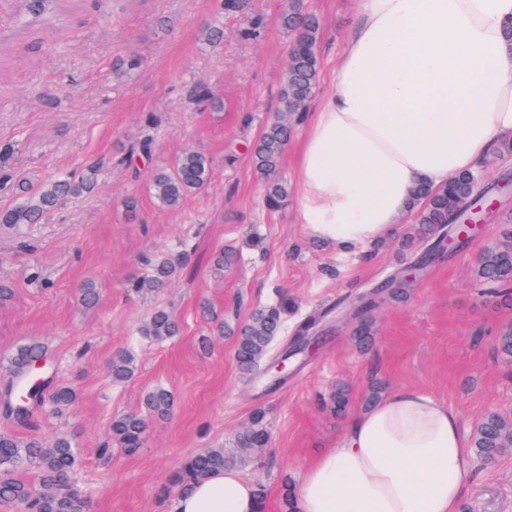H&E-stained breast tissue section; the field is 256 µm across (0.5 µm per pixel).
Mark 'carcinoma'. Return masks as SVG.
<instances>
[{
    "label": "carcinoma",
    "instance_id": "cac0c4a2",
    "mask_svg": "<svg viewBox=\"0 0 512 512\" xmlns=\"http://www.w3.org/2000/svg\"><path fill=\"white\" fill-rule=\"evenodd\" d=\"M226 14L245 16L239 29L244 41L262 38L266 22L252 13L250 0H220ZM282 29L293 35L279 97L280 116L265 125L252 147V164L262 182L264 204L278 210L288 202V182L278 177L284 148L294 128L302 121L304 112L319 83L317 42L319 22L298 0H288V8L278 18ZM211 161L194 149L184 150L168 168L156 170L151 178L153 196L164 206L177 207L191 193L203 189L211 177ZM99 168L89 165L79 176H64L51 180L36 190L17 185L19 201L0 210V230L18 229L37 224L43 215L63 202L89 194L96 186ZM474 174L458 173L448 183L436 189L419 187L414 191L412 211L416 224L414 240L422 244L410 264L431 261L427 254L435 251L439 239L448 235V223L455 215L477 220L483 216L481 203L473 198ZM149 274L132 281L128 291L147 294L163 289L177 275L181 266L178 255H154L144 260ZM481 281L497 288H512V246H492L484 250L478 266ZM379 304L370 301L357 318L354 341L359 345L370 342L373 336V315ZM284 305L281 303L255 309L236 331V360L239 369L248 375L263 365L270 355L272 344L282 328ZM177 318L165 309L155 311L141 334L155 342L168 341L180 333ZM48 354V345L33 338L21 344L6 359L4 384L0 386V418L17 426L30 427L43 417H61L74 402V389L56 380L43 389H33L25 381L30 364ZM137 370V358L130 349L115 353L111 362L112 381L122 383ZM143 404L149 414L168 416L172 399L163 387L148 391ZM148 423L139 413L119 414L112 418L109 440L103 453L118 446L134 453L144 444ZM512 441V418L496 412L487 413L477 428L472 448L478 457L494 459L505 441ZM269 432L263 415L257 413L235 437L237 452L224 447L207 448L184 460L175 473L172 486L178 493L210 474L227 468H239L255 462L267 448ZM78 453L73 438L58 435L46 444L35 438H24L11 429L0 432V506L18 508L22 512H89L90 500L79 488L77 480ZM34 466L37 482L21 477V471Z\"/></svg>",
    "mask_w": 512,
    "mask_h": 512
}]
</instances>
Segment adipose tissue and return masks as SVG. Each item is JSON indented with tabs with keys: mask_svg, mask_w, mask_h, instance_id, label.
<instances>
[{
	"mask_svg": "<svg viewBox=\"0 0 512 512\" xmlns=\"http://www.w3.org/2000/svg\"><path fill=\"white\" fill-rule=\"evenodd\" d=\"M334 92L309 113L296 183L300 222L343 248L389 234L417 185L474 171L512 137V0H362ZM472 451L448 405L415 387L352 414L309 463L299 512H457ZM229 469L174 512H260Z\"/></svg>",
	"mask_w": 512,
	"mask_h": 512,
	"instance_id": "adipose-tissue-1",
	"label": "adipose tissue"
}]
</instances>
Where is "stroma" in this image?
I'll list each match as a JSON object with an SVG mask.
<instances>
[{
    "label": "stroma",
    "instance_id": "1",
    "mask_svg": "<svg viewBox=\"0 0 512 512\" xmlns=\"http://www.w3.org/2000/svg\"><path fill=\"white\" fill-rule=\"evenodd\" d=\"M287 0H253L270 21L257 42L239 40L241 20L219 15L216 0H55L52 13L32 17L23 0H0V207L15 201L16 180L36 186L62 172L101 168L96 189L27 230L28 247L0 232V281L14 290L0 303V360L26 339H44L59 381L78 397L70 413L32 429L41 440L71 434L80 449L78 476L91 493V512H171V476L188 456L231 447L235 434L262 413L270 435L260 462L242 473L264 493L263 512H281L284 485H297L305 465L335 447L345 419L331 409L345 386L349 412L365 410L373 384L384 392L411 386L448 403L473 437L490 411L512 415V362L495 343L512 330V297L492 292L477 275L491 245L512 233V197L469 243L438 261L406 299L374 313V342L352 340L353 323L331 324L316 354L281 386L264 390L244 381L231 326L284 300L285 332L338 299L365 292L408 263L404 248L413 219L392 235L347 251L321 243L299 221L298 197L268 210L248 147L277 110L291 35L276 19ZM321 24L316 99L334 90L331 71L357 17L360 0H304ZM220 22L224 40H206ZM141 60L139 71L116 72L119 59ZM204 86L221 100L197 107L191 89ZM153 141L148 160L132 164L128 148ZM185 148L212 160L207 186L180 206L159 205L149 180ZM137 197L129 217L124 202ZM229 247L238 263L214 277L211 260ZM176 253L179 277L153 297L127 291L143 276L145 255ZM93 283L95 307L79 302ZM182 325L174 340L157 343L138 332L158 308ZM227 331H220V324ZM128 347L138 370L113 382L109 361ZM163 385L174 396L171 415L149 422L135 454L99 448L113 415L137 412L143 393ZM458 512H512V457L472 465Z\"/></svg>",
    "mask_w": 512,
    "mask_h": 512
}]
</instances>
